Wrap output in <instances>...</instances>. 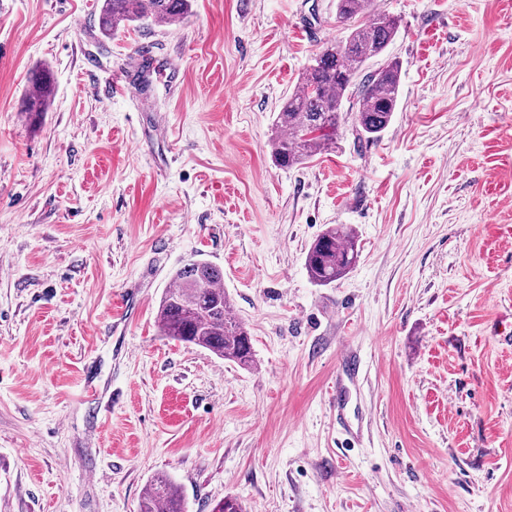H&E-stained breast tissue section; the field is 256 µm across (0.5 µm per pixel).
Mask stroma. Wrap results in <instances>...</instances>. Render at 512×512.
I'll list each match as a JSON object with an SVG mask.
<instances>
[{
  "instance_id": "obj_1",
  "label": "stroma",
  "mask_w": 512,
  "mask_h": 512,
  "mask_svg": "<svg viewBox=\"0 0 512 512\" xmlns=\"http://www.w3.org/2000/svg\"><path fill=\"white\" fill-rule=\"evenodd\" d=\"M98 4L0 0V512H138L160 473L186 512H512V0H377L390 125L289 168L274 117L344 37L336 0H194L112 39ZM332 224L359 260L319 286ZM190 259L252 368L161 334ZM30 89L25 98L24 110L38 116L46 112L52 96L51 77L45 72L33 73L29 79ZM358 258L354 230L345 224H336L327 227L310 245L305 266L316 285L328 286L346 276Z\"/></svg>"
}]
</instances>
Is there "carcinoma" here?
I'll return each instance as SVG.
<instances>
[{
	"mask_svg": "<svg viewBox=\"0 0 512 512\" xmlns=\"http://www.w3.org/2000/svg\"><path fill=\"white\" fill-rule=\"evenodd\" d=\"M190 0H102L98 15L101 33L112 38L141 26L169 23L186 17ZM336 14L347 25L344 39L324 48L297 89L284 99L269 140L271 156L288 167L331 149L336 144L345 104L356 105L353 128L359 138L377 139L390 124L400 93L401 64L384 58L398 32L397 18L375 9L373 0H336ZM384 62L375 69L369 63ZM24 110L38 116L52 96L51 77L36 72ZM359 249L354 230L345 224L327 227L310 245L305 266L319 286L342 279L356 265ZM223 271L206 261L191 260L178 268L162 296L157 325L162 335L195 344L217 357L248 367L253 361L249 332L231 314ZM139 512H185L184 497L167 475L150 481ZM210 512H247L237 498L226 496Z\"/></svg>",
	"mask_w": 512,
	"mask_h": 512,
	"instance_id": "obj_1",
	"label": "carcinoma"
}]
</instances>
